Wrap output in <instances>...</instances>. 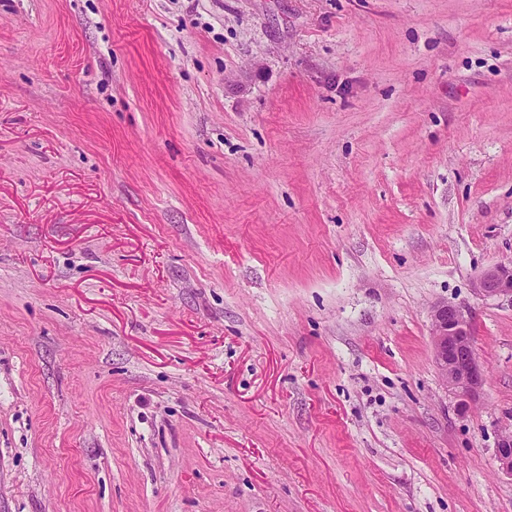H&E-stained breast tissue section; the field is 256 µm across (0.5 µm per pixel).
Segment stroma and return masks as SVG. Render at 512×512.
<instances>
[{"label": "stroma", "mask_w": 512, "mask_h": 512, "mask_svg": "<svg viewBox=\"0 0 512 512\" xmlns=\"http://www.w3.org/2000/svg\"><path fill=\"white\" fill-rule=\"evenodd\" d=\"M510 261L512 0H0V512H512ZM474 289L482 297L512 299V263L498 264L485 270L477 278ZM432 324L435 365L448 391L466 409L485 380L473 345L470 318L457 307L438 304L432 310Z\"/></svg>", "instance_id": "35a3bbf8"}]
</instances>
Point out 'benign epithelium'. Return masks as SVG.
Instances as JSON below:
<instances>
[{"mask_svg": "<svg viewBox=\"0 0 512 512\" xmlns=\"http://www.w3.org/2000/svg\"><path fill=\"white\" fill-rule=\"evenodd\" d=\"M474 289L482 297L512 299V263L485 270L477 278ZM432 324L435 365L448 391L459 398L465 409L479 394L485 380L473 345L470 318L457 307L438 304L432 310ZM497 459L501 469L512 475V431L500 437Z\"/></svg>", "mask_w": 512, "mask_h": 512, "instance_id": "1", "label": "benign epithelium"}]
</instances>
